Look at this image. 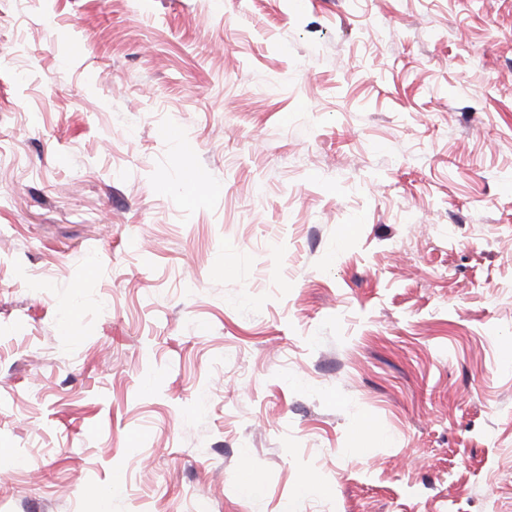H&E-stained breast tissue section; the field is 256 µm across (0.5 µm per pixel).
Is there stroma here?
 Returning a JSON list of instances; mask_svg holds the SVG:
<instances>
[{"mask_svg":"<svg viewBox=\"0 0 512 512\" xmlns=\"http://www.w3.org/2000/svg\"><path fill=\"white\" fill-rule=\"evenodd\" d=\"M1 450L0 512H512V0H0Z\"/></svg>","mask_w":512,"mask_h":512,"instance_id":"obj_1","label":"stroma"}]
</instances>
